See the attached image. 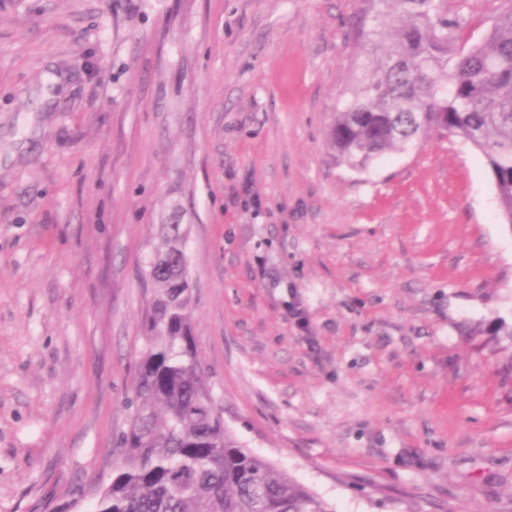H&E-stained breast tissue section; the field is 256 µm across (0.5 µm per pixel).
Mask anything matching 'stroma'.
Instances as JSON below:
<instances>
[{"mask_svg":"<svg viewBox=\"0 0 512 512\" xmlns=\"http://www.w3.org/2000/svg\"><path fill=\"white\" fill-rule=\"evenodd\" d=\"M362 6L0 0V512L110 472L164 224L247 448L334 512H512V225L459 138L336 161Z\"/></svg>","mask_w":512,"mask_h":512,"instance_id":"35a3bbf8","label":"stroma"}]
</instances>
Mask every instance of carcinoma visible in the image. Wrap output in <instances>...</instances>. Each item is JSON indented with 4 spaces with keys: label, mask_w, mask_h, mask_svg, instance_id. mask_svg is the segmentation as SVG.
<instances>
[{
    "label": "carcinoma",
    "mask_w": 512,
    "mask_h": 512,
    "mask_svg": "<svg viewBox=\"0 0 512 512\" xmlns=\"http://www.w3.org/2000/svg\"><path fill=\"white\" fill-rule=\"evenodd\" d=\"M462 22L431 0H364L355 31L370 54L336 108V161L364 168L431 133L481 153L505 223L512 224V0L486 35L456 47ZM186 234L165 224L145 266L144 311L126 427L108 480L79 488L63 512H334L287 472L245 448L224 423L194 337Z\"/></svg>",
    "instance_id": "carcinoma-1"
}]
</instances>
